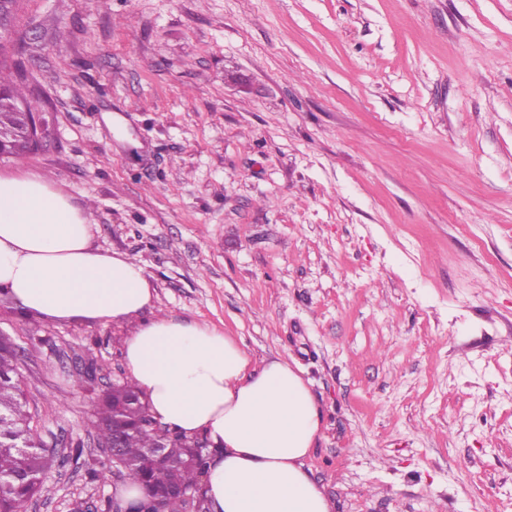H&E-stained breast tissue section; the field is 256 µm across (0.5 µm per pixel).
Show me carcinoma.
I'll return each mask as SVG.
<instances>
[{"mask_svg": "<svg viewBox=\"0 0 512 512\" xmlns=\"http://www.w3.org/2000/svg\"><path fill=\"white\" fill-rule=\"evenodd\" d=\"M24 71L4 73L0 69V91L5 99L0 103V128L14 127L18 135H24L33 114L42 111L41 101L35 93H26L22 86ZM123 403L127 410L123 442L124 452L133 458L145 456V449L153 447L154 435L144 426L146 404L141 400L140 391L134 382H126L107 391L99 403L92 427L98 438L108 441L112 438V401ZM0 508L14 509L23 499L48 491L46 485L49 469L63 466L69 457L58 458L41 451L42 442L36 435L33 417L26 409L21 386L17 352L14 348L0 347ZM185 437L174 434L168 440L166 449L169 459L178 463L184 456ZM20 471L35 474V481L24 484L9 479V475ZM197 472L191 467H150L144 472L128 474L131 483L146 481L157 488L172 484L191 486Z\"/></svg>", "mask_w": 512, "mask_h": 512, "instance_id": "carcinoma-1", "label": "carcinoma"}]
</instances>
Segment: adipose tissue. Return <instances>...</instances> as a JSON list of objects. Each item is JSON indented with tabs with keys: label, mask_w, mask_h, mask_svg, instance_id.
Instances as JSON below:
<instances>
[{
	"label": "adipose tissue",
	"mask_w": 512,
	"mask_h": 512,
	"mask_svg": "<svg viewBox=\"0 0 512 512\" xmlns=\"http://www.w3.org/2000/svg\"><path fill=\"white\" fill-rule=\"evenodd\" d=\"M86 213L42 178L0 176V288L29 314L125 322L157 296L142 266L91 246ZM154 419L216 448L212 512H332L306 465L321 412L287 359L257 360L232 337L158 316L124 344Z\"/></svg>",
	"instance_id": "ef3b65f1"
}]
</instances>
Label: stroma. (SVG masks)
<instances>
[{"mask_svg": "<svg viewBox=\"0 0 512 512\" xmlns=\"http://www.w3.org/2000/svg\"><path fill=\"white\" fill-rule=\"evenodd\" d=\"M0 37L52 114L0 175L86 209L162 312L298 367L333 512L512 503V0H18ZM134 328L0 302L39 437L82 444L28 512L123 484L91 422Z\"/></svg>", "mask_w": 512, "mask_h": 512, "instance_id": "stroma-1", "label": "stroma"}]
</instances>
